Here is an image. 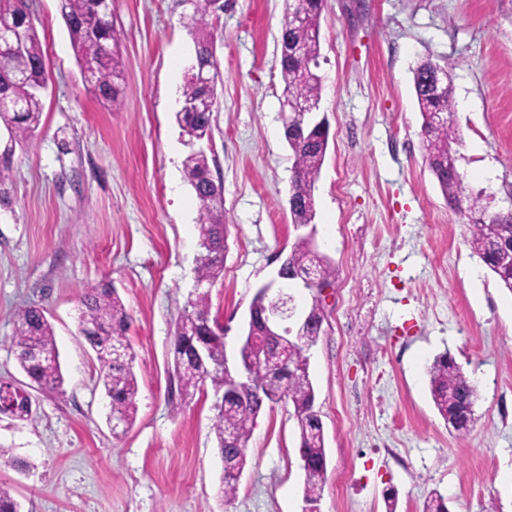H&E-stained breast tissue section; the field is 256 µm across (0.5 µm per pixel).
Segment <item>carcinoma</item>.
Returning a JSON list of instances; mask_svg holds the SVG:
<instances>
[{
  "instance_id": "carcinoma-1",
  "label": "carcinoma",
  "mask_w": 512,
  "mask_h": 512,
  "mask_svg": "<svg viewBox=\"0 0 512 512\" xmlns=\"http://www.w3.org/2000/svg\"><path fill=\"white\" fill-rule=\"evenodd\" d=\"M193 12L183 17V24L195 42L194 61L211 64V47L215 43L209 17L214 15L212 0H193ZM308 17L300 28L282 30L304 50V58H290L280 63L284 94L306 100L321 99L322 78L316 72L320 57V19L324 0H299ZM29 0H0V23L19 31V47L0 48V126L8 132L3 159L0 160V200L7 198L9 180L8 158L13 148L31 140L37 132L42 115V94L37 88L46 78V56L36 27L28 19ZM61 13L68 28L72 48L79 64L91 60L95 70L86 79L89 88L100 100L114 108L122 105V57L115 39L111 12L100 0H61ZM421 61L413 70V85L424 135V161L436 178L448 205L470 212L473 226L470 248L492 272L498 284L512 293V213L488 214L479 199L463 206L461 182L458 181L456 157L451 143L457 141L456 128L440 123L442 113L452 111V83L435 84L427 66ZM184 104L175 113L182 135L194 141L212 134L216 90L206 91L185 78L182 91ZM286 143L294 155L290 216L300 227L314 223L316 217L315 188L324 164L329 136L312 127L305 137H288ZM183 172L199 203V253L196 259V280L214 284L224 271V189L211 175L207 153L190 152L183 161ZM288 267L313 268L323 285L334 278V269L325 256L311 250L298 240L288 253ZM79 335L96 351L100 376L110 399L109 416L112 432L117 435L132 424L139 386L132 370L133 353L127 339L130 316L115 288L100 283L85 289L80 299ZM320 299L313 298L310 323L301 331V341L288 354L286 373H270L265 364L252 366L243 389V398L226 406L212 405L213 430L224 462L217 494L233 497L238 489L237 475L246 463V448L256 420L265 407L279 402L292 406L296 420L298 453L304 472L303 500H321L326 484L327 456L321 419L313 413L315 388L310 378V350L322 332ZM216 319L211 317L209 292L190 295L180 314L172 343L174 376L182 401L191 400L211 384L214 398L224 394L227 383L224 372V336L215 331ZM11 347L19 367L29 380V387L43 394L60 391L64 377L59 363L54 330L45 310L34 304L18 309L12 317ZM430 395L448 431L457 437L466 436L474 423L477 399L475 385L455 360L443 353L428 368ZM422 512H448L445 497L434 491L425 500Z\"/></svg>"
}]
</instances>
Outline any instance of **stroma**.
<instances>
[{
	"label": "stroma",
	"mask_w": 512,
	"mask_h": 512,
	"mask_svg": "<svg viewBox=\"0 0 512 512\" xmlns=\"http://www.w3.org/2000/svg\"><path fill=\"white\" fill-rule=\"evenodd\" d=\"M47 53L36 135L15 148L0 206V385L25 386L12 316L47 311L64 376L32 396V416L0 413V484L21 512H303L296 421L279 403L258 418L233 498L212 393L171 402L174 323L191 290L199 204L175 121L194 58L186 0H112L124 105L87 89L60 0H30ZM284 0H231L213 18L220 76L211 173L224 187V272L211 313L238 359L251 299L277 284L276 255L305 229L290 219L294 157L282 130L278 38ZM453 67L463 186L488 212L512 209V0H325L320 110L329 146L316 183L315 244L335 269L323 332L310 351L328 457L320 512H421L431 491L449 512H512V293L478 264L466 213L449 208L424 161L413 70ZM492 165L484 182L477 173ZM130 315L139 382L133 425L113 434L94 352L77 331L79 297L100 282ZM449 353L477 386L468 436L449 434L427 368Z\"/></svg>",
	"instance_id": "stroma-1"
}]
</instances>
